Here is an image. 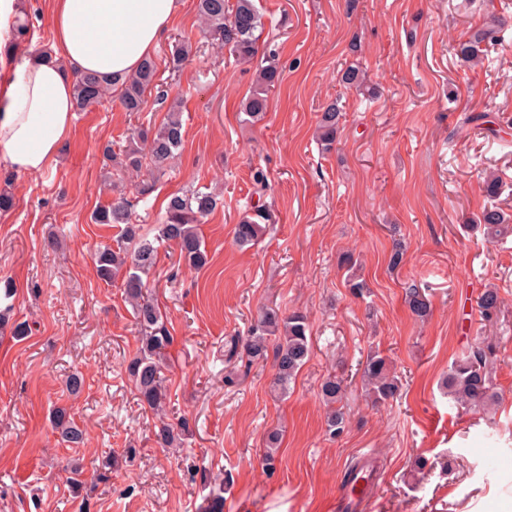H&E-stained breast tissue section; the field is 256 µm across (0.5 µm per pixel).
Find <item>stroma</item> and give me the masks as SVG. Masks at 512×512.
I'll return each mask as SVG.
<instances>
[{
	"label": "stroma",
	"mask_w": 512,
	"mask_h": 512,
	"mask_svg": "<svg viewBox=\"0 0 512 512\" xmlns=\"http://www.w3.org/2000/svg\"><path fill=\"white\" fill-rule=\"evenodd\" d=\"M259 43L276 50L282 81L268 111L247 122L242 103L255 68L230 58L202 32L197 0H179L154 51L169 101L180 102L185 138L164 173L144 167L104 181V145L160 124L148 102L131 114L117 97L76 113L43 173H9L14 196L0 212V281L14 294L0 327V512H79L68 478L79 463L92 478L105 457L112 478L88 494L89 512H199L224 489V512H337L336 491L358 460L380 470L369 512H502L512 502V237L487 242L471 220L493 205L512 215V0H255ZM30 43L0 57V79L40 53L55 54L51 0H23ZM506 21L501 45L473 68L455 53L487 8ZM193 45L180 72L166 62L178 41ZM350 65L377 91L344 85ZM339 102L335 147L315 137L319 115ZM484 123L460 127L464 114ZM503 178L498 195L481 173ZM267 180L254 193L255 175ZM152 185L142 195L144 185ZM221 195L200 226L207 264L186 267L164 246L149 277L174 338L167 350L166 419L142 409L125 366L138 328L119 283L97 277L94 253L114 229L91 223L99 206L124 195L146 233H155L170 194ZM273 221L258 242L239 247L234 226L256 203ZM404 249L390 267L394 244ZM353 255L363 295L345 284ZM429 298L418 320L409 286ZM498 288L504 305L482 321L477 298ZM307 315L312 355L287 395L272 392L271 360L231 351L261 309ZM483 338L496 350V413L461 410L440 387L462 350ZM388 357L396 399L375 407L361 388L368 354ZM234 371L237 382L226 386ZM84 378L71 395L66 380ZM347 384L349 416L339 437L325 432L320 385ZM74 414L85 442L66 447L53 408ZM187 418L173 451L157 441L161 422ZM279 430L273 470L262 465L264 436ZM136 456L125 460L126 449Z\"/></svg>",
	"instance_id": "1"
}]
</instances>
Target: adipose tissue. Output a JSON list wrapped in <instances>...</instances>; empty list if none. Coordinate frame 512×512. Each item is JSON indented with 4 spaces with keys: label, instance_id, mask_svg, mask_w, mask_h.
I'll return each instance as SVG.
<instances>
[{
    "label": "adipose tissue",
    "instance_id": "obj_1",
    "mask_svg": "<svg viewBox=\"0 0 512 512\" xmlns=\"http://www.w3.org/2000/svg\"><path fill=\"white\" fill-rule=\"evenodd\" d=\"M178 7V0H52L60 58L25 62L0 83V163L28 175L46 170L71 129L74 74L128 78Z\"/></svg>",
    "mask_w": 512,
    "mask_h": 512
}]
</instances>
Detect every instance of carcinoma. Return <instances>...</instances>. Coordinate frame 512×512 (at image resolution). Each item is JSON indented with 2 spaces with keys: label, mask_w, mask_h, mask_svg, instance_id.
<instances>
[{
  "label": "carcinoma",
  "mask_w": 512,
  "mask_h": 512,
  "mask_svg": "<svg viewBox=\"0 0 512 512\" xmlns=\"http://www.w3.org/2000/svg\"><path fill=\"white\" fill-rule=\"evenodd\" d=\"M198 13L212 40L228 48L236 61L260 59L256 84L243 102V111L251 122L262 120L268 109L269 91L279 83L281 77L275 51L259 53L263 15L254 0H198ZM501 41L502 23L496 14L491 13L468 39L458 43L456 52L461 60L475 66L489 47ZM190 51V42L177 44L169 58V69H181ZM158 86V67L152 57L146 58L135 74L123 80L118 87L93 75H76L73 78L75 109L84 111L106 95L116 93L125 111L138 113L144 110L147 95ZM340 117L341 110L334 102L320 116L318 139L326 150L336 142ZM184 135L180 106L171 104L159 126L137 131L129 138L128 144L117 151L106 146L104 156L110 160L120 158L119 165L127 171H139L146 159L160 170L180 149ZM217 205V195L214 193L198 190L173 193L167 197L163 223L151 238L140 234L139 225L133 221L131 205L121 196L107 206L96 208L91 214L94 224L120 228L116 245L99 247L94 253V261L97 275L103 282L110 285L116 280L121 281L123 296L132 309L139 331V346L127 362L125 371L134 384L141 405L157 415L164 412L166 405L167 388L161 372L173 336L162 311L148 293V276L156 264L159 247L164 242L176 244L180 258L187 266L201 268L207 264L208 255L199 224ZM271 221V213L263 206L257 207L235 225L236 243L241 247L255 244L265 225ZM478 222L489 240L501 239L512 233V222L493 206L481 211ZM405 303L412 315L420 320L430 313L429 299L414 285L407 289ZM501 304L502 299L495 288L484 289L477 299L479 311L487 321L497 317ZM271 340L275 341L272 387L277 393L285 395L310 358L311 338L306 316L297 312L283 316L273 309L263 311L243 342L249 360L264 358ZM492 355V344L482 341L469 345L466 353L451 363L448 374L442 378L441 387L456 405L482 413L495 409L499 397L491 377ZM362 377L373 403L380 404L398 395L397 378L391 374L387 357L380 353L368 356ZM344 394V381L336 375L327 376L320 386V397L326 407V431L333 437L342 435L348 426L342 404ZM52 424L69 446L77 447L84 442V430L66 409H55ZM188 432L189 424L185 418L175 425L164 422L159 428L158 439L163 446L172 447L179 444L181 436ZM279 446V431H269L263 457L266 468H274Z\"/></svg>",
  "instance_id": "1"
}]
</instances>
